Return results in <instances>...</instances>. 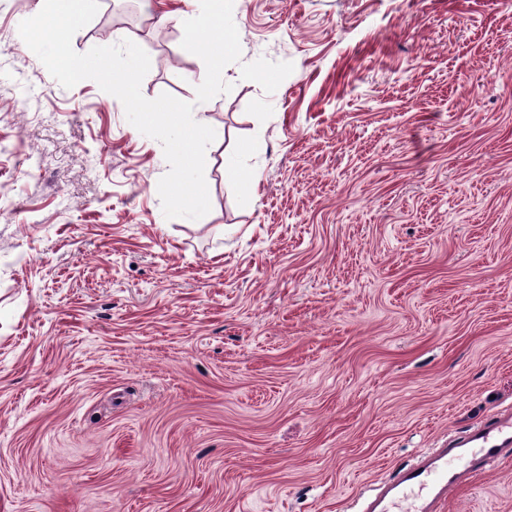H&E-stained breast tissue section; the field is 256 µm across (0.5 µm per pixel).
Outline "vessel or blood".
I'll return each instance as SVG.
<instances>
[{
    "instance_id": "1",
    "label": "vessel or blood",
    "mask_w": 512,
    "mask_h": 512,
    "mask_svg": "<svg viewBox=\"0 0 512 512\" xmlns=\"http://www.w3.org/2000/svg\"><path fill=\"white\" fill-rule=\"evenodd\" d=\"M512 448V412L477 424L462 438L422 454L369 497L363 512H441L449 494Z\"/></svg>"
}]
</instances>
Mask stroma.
I'll return each instance as SVG.
<instances>
[{
	"instance_id": "35a3bbf8",
	"label": "stroma",
	"mask_w": 512,
	"mask_h": 512,
	"mask_svg": "<svg viewBox=\"0 0 512 512\" xmlns=\"http://www.w3.org/2000/svg\"><path fill=\"white\" fill-rule=\"evenodd\" d=\"M151 2L72 46L135 41L215 130L196 220L0 0V512H358L512 410V8L223 0L209 60L203 0ZM443 512H512V457Z\"/></svg>"
}]
</instances>
